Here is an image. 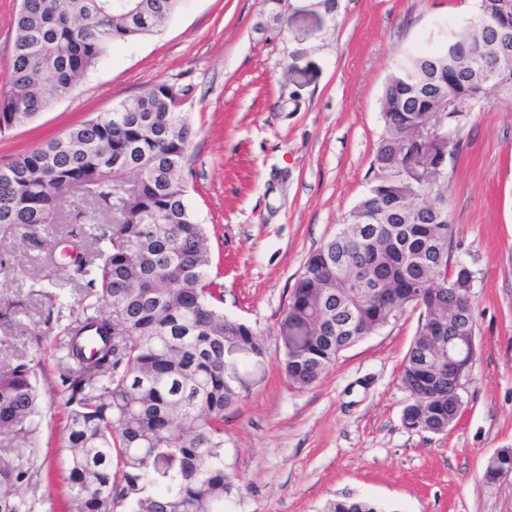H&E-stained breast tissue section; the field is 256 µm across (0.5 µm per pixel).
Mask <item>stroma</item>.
Masks as SVG:
<instances>
[{"mask_svg": "<svg viewBox=\"0 0 512 512\" xmlns=\"http://www.w3.org/2000/svg\"><path fill=\"white\" fill-rule=\"evenodd\" d=\"M477 0H181L153 34L109 47L73 92L0 136V166L163 82L190 89L195 130L187 202L204 225L210 276L224 313L251 324L267 353L240 374L247 390L224 413V512H322L345 495L380 512H512V476L487 481L512 449V103L472 113L448 163L449 266L473 274L476 354L462 409L442 434L406 428L401 369L420 309L345 350L317 384L297 389L280 369L279 326L311 252L370 187L383 134L381 98L403 53L465 26ZM68 224L0 240V362H25L44 411L0 458L28 469L23 512H51L65 489L48 468L65 454L57 348L84 282L50 265Z\"/></svg>", "mask_w": 512, "mask_h": 512, "instance_id": "stroma-1", "label": "stroma"}]
</instances>
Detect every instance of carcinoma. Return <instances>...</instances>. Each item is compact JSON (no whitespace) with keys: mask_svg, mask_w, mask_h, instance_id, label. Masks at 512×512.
Returning <instances> with one entry per match:
<instances>
[{"mask_svg":"<svg viewBox=\"0 0 512 512\" xmlns=\"http://www.w3.org/2000/svg\"><path fill=\"white\" fill-rule=\"evenodd\" d=\"M179 0H22L12 56L0 81V135L68 96L109 46L150 35ZM478 27L450 29L436 51L409 54L383 92L384 131L372 185L344 224L385 225L366 247L395 281L443 294L440 317L457 321L448 279L452 229L442 194L409 186L402 171L422 153L460 152L470 115L512 100V0H478ZM155 84L104 117L71 128L0 166V237L43 224H91L99 245L68 267L85 280V305L67 329L60 370L66 491L60 512H224V411L246 390L228 353L261 361L263 338L224 315V284L210 278L207 235L189 208L185 161L193 136L182 103ZM73 198L64 212L60 200ZM357 239L335 237L312 252L280 324L281 367L298 389L329 373L339 356L415 305L396 289L388 304L336 278ZM348 315L363 334L329 329ZM429 324L405 355V408L417 430L448 431V377L427 379ZM40 414L25 362L0 363V436H24ZM27 471L0 460V512H21ZM324 512H376L349 497Z\"/></svg>","mask_w":512,"mask_h":512,"instance_id":"cac0c4a2","label":"carcinoma"}]
</instances>
